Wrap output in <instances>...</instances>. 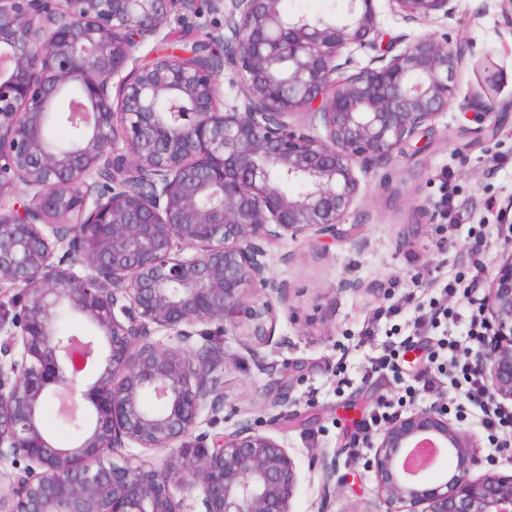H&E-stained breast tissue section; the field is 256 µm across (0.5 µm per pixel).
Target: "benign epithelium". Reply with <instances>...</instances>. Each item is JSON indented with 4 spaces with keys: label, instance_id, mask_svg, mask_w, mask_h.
I'll list each match as a JSON object with an SVG mask.
<instances>
[{
    "label": "benign epithelium",
    "instance_id": "obj_1",
    "mask_svg": "<svg viewBox=\"0 0 512 512\" xmlns=\"http://www.w3.org/2000/svg\"><path fill=\"white\" fill-rule=\"evenodd\" d=\"M375 2L346 0L336 21L281 0H0V460L17 466L0 512H185L175 488L199 491L201 512H292L290 449L202 417L224 415L223 337L248 327L268 370L286 302L268 247L334 235L357 172L428 140L455 99L464 50L433 34L381 49ZM388 2L413 24L457 0ZM175 9L224 15L197 58L156 48ZM353 50L375 55L359 67ZM74 85L78 134L54 147L45 128ZM162 100L192 108L163 115ZM479 315L489 338L473 364L512 403V236ZM63 316L84 337L62 334ZM79 385L80 434L62 445L42 409ZM425 442L439 455L410 475L402 462ZM368 447L383 512H512V475H473L476 441L439 403L392 416ZM319 461L329 490L336 458Z\"/></svg>",
    "mask_w": 512,
    "mask_h": 512
}]
</instances>
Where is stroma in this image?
<instances>
[{"label": "stroma", "instance_id": "obj_1", "mask_svg": "<svg viewBox=\"0 0 512 512\" xmlns=\"http://www.w3.org/2000/svg\"><path fill=\"white\" fill-rule=\"evenodd\" d=\"M377 8L385 39L430 33L463 47L465 61L456 102L436 119L428 147L361 175L360 195L335 236L319 240L308 233L271 248L273 274L287 288L275 327L281 346L267 357L273 375L256 367L247 351L251 337L225 339V407L234 410L235 421L258 423L283 438L295 455L299 486L292 512H377L367 455L349 444L365 436V421L383 404L402 413L424 405V398L406 392L426 364L425 343L411 338L414 320L438 301L457 312L453 336L466 344L469 320L504 245L498 205L512 197V18L497 0H457L452 18L434 15L410 25L391 13L387 0ZM482 86L494 111L485 122L460 107ZM450 184L456 187L451 223L439 209ZM480 227L486 238L478 249ZM449 282L455 291L447 296L442 288ZM393 305L398 314L387 315ZM394 343L399 371L372 370ZM272 376L289 379L290 403L282 412L300 414L303 424L284 430L273 421L264 392ZM455 423L473 435L494 472L512 474V450L490 442L476 415ZM321 451L335 456L342 479L329 494L313 460Z\"/></svg>", "mask_w": 512, "mask_h": 512}]
</instances>
